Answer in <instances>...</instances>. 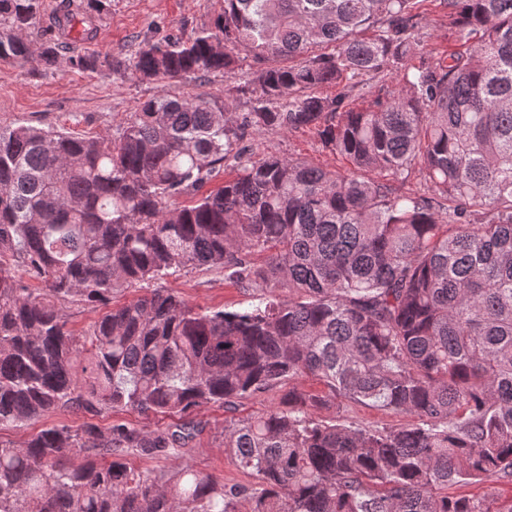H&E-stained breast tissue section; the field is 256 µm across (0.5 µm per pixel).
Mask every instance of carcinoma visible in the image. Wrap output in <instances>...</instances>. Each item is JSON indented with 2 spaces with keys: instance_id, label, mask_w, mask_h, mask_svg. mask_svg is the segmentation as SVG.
Listing matches in <instances>:
<instances>
[{
  "instance_id": "carcinoma-1",
  "label": "carcinoma",
  "mask_w": 512,
  "mask_h": 512,
  "mask_svg": "<svg viewBox=\"0 0 512 512\" xmlns=\"http://www.w3.org/2000/svg\"><path fill=\"white\" fill-rule=\"evenodd\" d=\"M416 2L224 0L210 25L145 40L130 63L69 59L158 82L230 77L241 50L284 61L261 70L239 122L163 93L116 137L0 126V428L56 412L178 417L0 439V512H512L493 492L448 496L512 484V0H441L459 49L420 66ZM111 6L58 0L53 16L91 38ZM42 10L0 0L1 62L56 66ZM385 72L396 92L348 107ZM265 127H314L351 168L242 161L247 130ZM229 158L236 176L197 195ZM417 166L428 195L399 190ZM189 268L264 296L203 310L154 288L68 328L72 307ZM285 387L278 406L236 415ZM345 401L413 421L322 416ZM207 405L228 413L224 449L256 485L130 466L192 450ZM489 486L496 487V490H498L500 494H502L505 497L512 495V484L500 485L492 482L483 481L468 484L448 485V496L483 494V492L489 489Z\"/></svg>"
}]
</instances>
